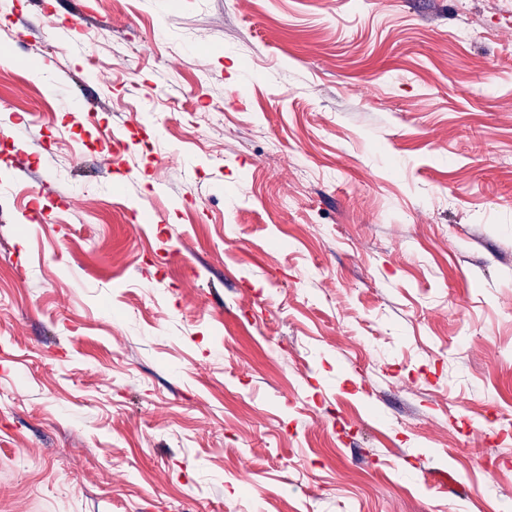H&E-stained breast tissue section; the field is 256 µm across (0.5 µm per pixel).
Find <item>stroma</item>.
<instances>
[{"instance_id": "obj_1", "label": "stroma", "mask_w": 512, "mask_h": 512, "mask_svg": "<svg viewBox=\"0 0 512 512\" xmlns=\"http://www.w3.org/2000/svg\"><path fill=\"white\" fill-rule=\"evenodd\" d=\"M0 42V512H512V0Z\"/></svg>"}]
</instances>
